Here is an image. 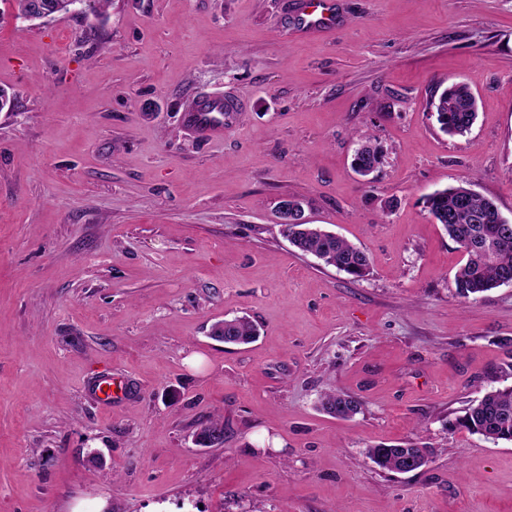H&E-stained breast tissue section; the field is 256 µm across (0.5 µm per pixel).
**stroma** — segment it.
<instances>
[{
  "mask_svg": "<svg viewBox=\"0 0 512 512\" xmlns=\"http://www.w3.org/2000/svg\"><path fill=\"white\" fill-rule=\"evenodd\" d=\"M305 5L27 22L0 0V512H512V443L446 427L512 386V286L460 297L423 204L467 180L512 220V0H329L319 33ZM457 81L478 111L450 136ZM214 95L238 111L208 140L183 117ZM284 198L370 275L290 245ZM235 316L255 341L211 338ZM217 416L223 443L196 446ZM405 440L433 448L422 470L365 455ZM441 131L451 135L468 133L476 119V99L464 82H455L442 91L435 105ZM359 147L355 150L352 166L362 177L371 175L382 162V152L371 144L370 137L359 135ZM320 403L323 411L339 419L352 418L362 406L358 398L341 393H324Z\"/></svg>",
  "mask_w": 512,
  "mask_h": 512,
  "instance_id": "1",
  "label": "stroma"
}]
</instances>
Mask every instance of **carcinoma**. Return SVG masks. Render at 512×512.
I'll return each instance as SVG.
<instances>
[{
  "label": "carcinoma",
  "instance_id": "obj_1",
  "mask_svg": "<svg viewBox=\"0 0 512 512\" xmlns=\"http://www.w3.org/2000/svg\"><path fill=\"white\" fill-rule=\"evenodd\" d=\"M16 17L37 19L51 9L56 0H15ZM436 121L441 131L451 135L468 133L476 119V99L464 82H455L442 91L435 105ZM352 166L367 177L382 162V152L365 135L359 136ZM429 214L463 251L466 261L456 274L458 294L477 296L493 288L512 284V224L498 223L499 210L493 201L477 194L468 185L437 190L425 198ZM288 242L305 254H311L327 266L362 280L369 275V258L362 250L332 232L314 224H289ZM256 335L253 323L245 317L224 320V333L212 328V336L228 345L250 343ZM361 401L351 395L325 393L321 408L327 414L350 419L361 409ZM453 428L497 443L512 442V387L486 392L473 401L464 415L455 419ZM424 447L413 441L398 445L367 448V457L380 469L400 472L407 461L414 469L427 465Z\"/></svg>",
  "mask_w": 512,
  "mask_h": 512
}]
</instances>
